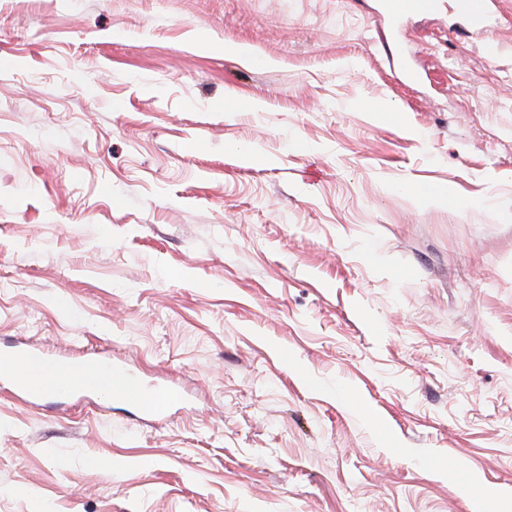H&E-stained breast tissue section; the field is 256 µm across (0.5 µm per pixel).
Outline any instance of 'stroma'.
<instances>
[{
    "label": "stroma",
    "mask_w": 512,
    "mask_h": 512,
    "mask_svg": "<svg viewBox=\"0 0 512 512\" xmlns=\"http://www.w3.org/2000/svg\"><path fill=\"white\" fill-rule=\"evenodd\" d=\"M379 3L0 0V341L186 393H0V512L512 500V23ZM435 8L436 0H384L383 16L395 24L406 14H429ZM79 372L84 378L106 387L112 391L113 395L126 396V388L137 383L144 395L131 398V405L138 411L147 415L161 418L169 414L174 406L175 400L171 398L172 389L164 386L148 387L144 386L139 378L122 364L109 360H93L80 366ZM480 484V479L471 474L469 483L466 487V493L470 498L471 511L473 512H510L512 503L509 505L499 495L488 494L486 492L475 493L474 489Z\"/></svg>",
    "instance_id": "obj_1"
}]
</instances>
